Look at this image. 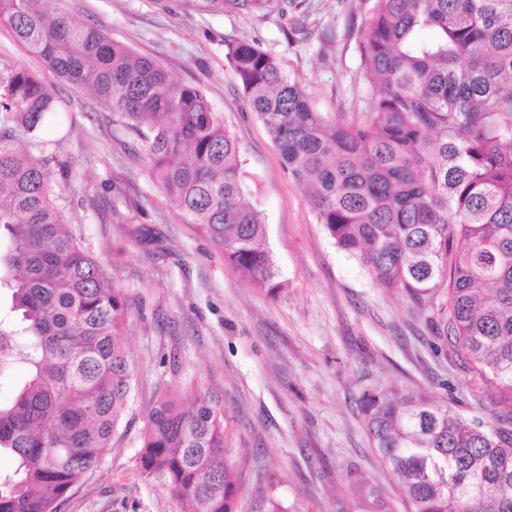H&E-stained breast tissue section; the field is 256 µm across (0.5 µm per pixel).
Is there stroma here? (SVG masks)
Returning a JSON list of instances; mask_svg holds the SVG:
<instances>
[{
    "instance_id": "obj_1",
    "label": "stroma",
    "mask_w": 512,
    "mask_h": 512,
    "mask_svg": "<svg viewBox=\"0 0 512 512\" xmlns=\"http://www.w3.org/2000/svg\"><path fill=\"white\" fill-rule=\"evenodd\" d=\"M368 0H255L223 9L206 0H47L96 26L182 83L201 86L243 161L245 200L258 210L279 289L254 287L220 248L184 223L152 171L144 143L113 122L91 92L58 78L0 25V70L36 74L63 110L38 132L33 157L69 164L65 222L81 231L105 275L131 301L125 345L137 380L112 446L57 512H182L163 480L137 462L146 411L161 392L182 404L205 393L232 429L246 485L237 512L260 497L288 512H365L378 491L406 512L393 475L370 445L358 399L365 385L448 403L483 425L497 408L459 359L439 349L402 292H386L318 224L307 189L284 170L226 57L228 43L258 44L322 112L366 104L360 30Z\"/></svg>"
}]
</instances>
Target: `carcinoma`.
<instances>
[{"label": "carcinoma", "instance_id": "obj_1", "mask_svg": "<svg viewBox=\"0 0 512 512\" xmlns=\"http://www.w3.org/2000/svg\"><path fill=\"white\" fill-rule=\"evenodd\" d=\"M363 112L316 110L300 78L246 41L227 44L251 110L288 175L310 191L336 246L375 285L421 303L441 346L490 403L512 410V0H371ZM0 24L67 83L95 93L145 142L184 221L257 288L279 287L260 213L243 199L240 149L197 85L179 83L45 0H0ZM56 98L25 69L0 71V112L33 133ZM47 160L0 136V512H57L110 448L135 369L129 300L64 224ZM372 447L409 512H512V417L483 428L431 398L366 387ZM211 398L164 396L146 415L138 469L188 512H236L242 472Z\"/></svg>", "mask_w": 512, "mask_h": 512}]
</instances>
